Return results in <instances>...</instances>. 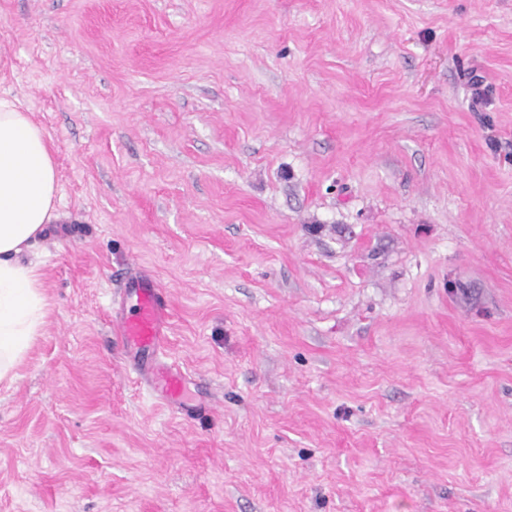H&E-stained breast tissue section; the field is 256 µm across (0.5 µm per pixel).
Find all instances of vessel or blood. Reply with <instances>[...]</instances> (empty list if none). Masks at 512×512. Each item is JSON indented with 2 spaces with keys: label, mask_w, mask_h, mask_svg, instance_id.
Masks as SVG:
<instances>
[{
  "label": "vessel or blood",
  "mask_w": 512,
  "mask_h": 512,
  "mask_svg": "<svg viewBox=\"0 0 512 512\" xmlns=\"http://www.w3.org/2000/svg\"><path fill=\"white\" fill-rule=\"evenodd\" d=\"M125 295L134 302L133 312L117 320V339L158 398L170 405L177 403L185 384L184 374L177 365L155 359L166 343L167 311L163 291L153 280L134 275L126 284Z\"/></svg>",
  "instance_id": "vessel-or-blood-1"
}]
</instances>
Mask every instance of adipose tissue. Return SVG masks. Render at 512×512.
Wrapping results in <instances>:
<instances>
[{
    "label": "adipose tissue",
    "instance_id": "adipose-tissue-1",
    "mask_svg": "<svg viewBox=\"0 0 512 512\" xmlns=\"http://www.w3.org/2000/svg\"><path fill=\"white\" fill-rule=\"evenodd\" d=\"M57 188L43 130L0 98V381L11 378L46 316L41 271L26 251L53 217Z\"/></svg>",
    "mask_w": 512,
    "mask_h": 512
}]
</instances>
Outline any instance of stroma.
<instances>
[{"instance_id": "35a3bbf8", "label": "stroma", "mask_w": 512, "mask_h": 512, "mask_svg": "<svg viewBox=\"0 0 512 512\" xmlns=\"http://www.w3.org/2000/svg\"><path fill=\"white\" fill-rule=\"evenodd\" d=\"M0 97L59 176L0 512H512V0H0ZM125 295L134 302L133 313L116 321L118 342L129 361L146 376L158 398L166 404H176L184 388V374L177 365L155 359L167 335L163 291L153 280L134 275L128 279Z\"/></svg>"}]
</instances>
